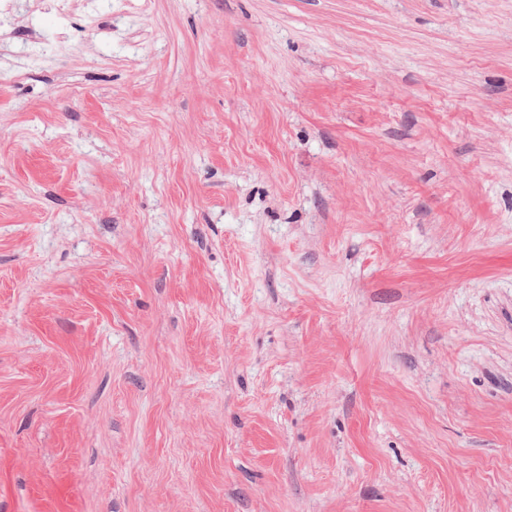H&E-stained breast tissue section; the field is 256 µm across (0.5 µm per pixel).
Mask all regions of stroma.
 <instances>
[{
  "instance_id": "1",
  "label": "stroma",
  "mask_w": 512,
  "mask_h": 512,
  "mask_svg": "<svg viewBox=\"0 0 512 512\" xmlns=\"http://www.w3.org/2000/svg\"><path fill=\"white\" fill-rule=\"evenodd\" d=\"M0 512H512V0H7Z\"/></svg>"
}]
</instances>
